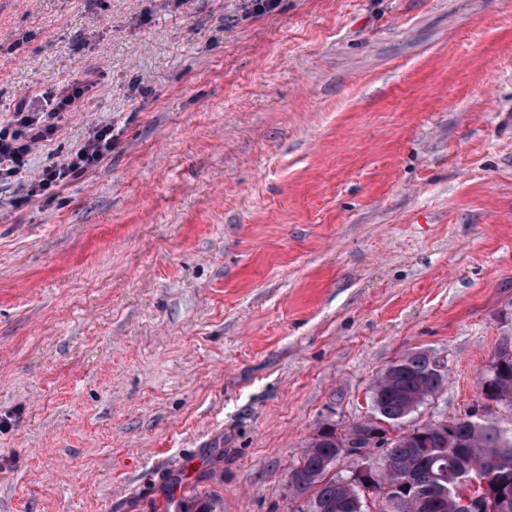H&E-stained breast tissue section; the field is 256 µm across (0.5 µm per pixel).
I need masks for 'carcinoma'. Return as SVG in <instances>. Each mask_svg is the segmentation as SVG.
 Instances as JSON below:
<instances>
[{
  "mask_svg": "<svg viewBox=\"0 0 512 512\" xmlns=\"http://www.w3.org/2000/svg\"><path fill=\"white\" fill-rule=\"evenodd\" d=\"M443 380L428 353L408 352L375 380L371 423L352 425L368 431H411L407 436L384 439L386 446L378 449L374 490L381 491L405 478L412 483L408 490L386 497L379 512H459L454 488L462 472L455 459V431L465 435L464 451L476 471L492 474L494 480H506L512 486V428L503 429L485 415L457 418L441 431L431 423H408L409 417L440 391ZM481 385L483 395L512 403V360L496 375L486 374ZM337 454L335 426L319 427L289 473L290 495L310 499L312 512H367L357 508L363 492L355 483L345 481L347 473L336 471Z\"/></svg>",
  "mask_w": 512,
  "mask_h": 512,
  "instance_id": "carcinoma-1",
  "label": "carcinoma"
}]
</instances>
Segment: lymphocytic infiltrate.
I'll list each match as a JSON object with an SVG mask.
<instances>
[{
  "instance_id": "f902f5d3",
  "label": "lymphocytic infiltrate",
  "mask_w": 512,
  "mask_h": 512,
  "mask_svg": "<svg viewBox=\"0 0 512 512\" xmlns=\"http://www.w3.org/2000/svg\"><path fill=\"white\" fill-rule=\"evenodd\" d=\"M95 85L92 72H83L55 92L49 108L39 110L22 101L9 120L0 121V188L15 187L27 201L50 196L102 162L112 150V127L108 124L93 128L70 154L39 173L30 169L33 151L51 141L70 114L83 110Z\"/></svg>"
}]
</instances>
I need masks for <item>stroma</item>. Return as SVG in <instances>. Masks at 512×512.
<instances>
[{
    "instance_id": "stroma-1",
    "label": "stroma",
    "mask_w": 512,
    "mask_h": 512,
    "mask_svg": "<svg viewBox=\"0 0 512 512\" xmlns=\"http://www.w3.org/2000/svg\"><path fill=\"white\" fill-rule=\"evenodd\" d=\"M94 70L0 190V512H291L410 351L463 416L512 348V0H0V121ZM92 71L68 81L52 96L50 108L35 109L26 101L16 104L12 116L0 121V188L14 186L23 199L51 196L70 181L98 166L112 150V127L100 124L70 154L45 166L37 176H29L34 150L61 129L72 112L84 109L86 99L96 86Z\"/></svg>"
}]
</instances>
